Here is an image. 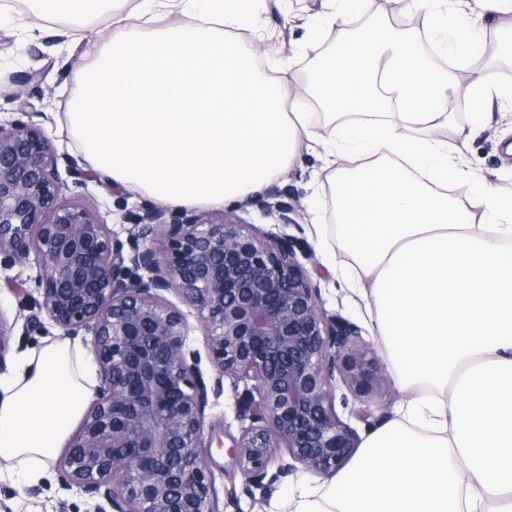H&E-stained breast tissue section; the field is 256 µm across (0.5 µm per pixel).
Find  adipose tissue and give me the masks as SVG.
<instances>
[{
	"mask_svg": "<svg viewBox=\"0 0 512 512\" xmlns=\"http://www.w3.org/2000/svg\"><path fill=\"white\" fill-rule=\"evenodd\" d=\"M262 2L30 0L45 21L92 5L109 17L112 39L74 76L67 128L114 184L221 207L262 192L301 146L322 147L331 192L312 213L331 211L340 251L371 281L367 305L409 399L302 512H512V194L438 137L461 80L481 106L499 97L486 69L460 62L487 23L512 30V0H427L456 65L431 66L417 36L379 25L318 60L304 85L262 31L239 39ZM176 9L182 22L167 23ZM96 373L75 340L24 352L0 375V462L41 480Z\"/></svg>",
	"mask_w": 512,
	"mask_h": 512,
	"instance_id": "obj_1",
	"label": "adipose tissue"
}]
</instances>
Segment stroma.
Wrapping results in <instances>:
<instances>
[{"mask_svg": "<svg viewBox=\"0 0 512 512\" xmlns=\"http://www.w3.org/2000/svg\"><path fill=\"white\" fill-rule=\"evenodd\" d=\"M323 0H266L265 7L254 23L270 34V43L278 57L288 61L296 82L305 83L315 56L331 50L335 40L349 30L366 24V17L351 18L348 24L332 30L328 39L311 40L310 25L323 12ZM33 17L27 0H13L11 10L0 18V72H25L30 68L43 71L41 81L10 86L9 97L0 98V120L18 118L37 124L58 151L82 157L84 150L69 134L65 122L68 102L76 71L87 67L91 59L88 45L107 42L110 32L105 16L92 14L80 23L59 17L42 22L38 32H31ZM80 29L81 39H73V29ZM473 96L468 86H460L448 99L452 106V122L441 132L449 150L458 152L463 163L477 169L502 191H512V156L506 152L512 145V106L494 107L485 116L473 114ZM82 186H68L67 196L76 198L95 211L120 242H127L128 230L144 208L155 205L154 197L114 184L107 175L86 169ZM328 173L319 152L301 149L296 161L279 174L263 192L243 203H228L219 208L178 207L180 217L200 216L210 221L229 218L238 221L247 232L285 234L297 243L296 257L310 273L313 284L320 290V305L330 314H338L362 329V345L375 356L384 382L369 392L350 397L348 407L338 408L343 421H351L353 408L367 405L395 417L403 395L389 378L390 367L382 340L366 311L360 284L344 278L339 265L345 264L344 254H337L336 268L324 263L323 250L335 246V225L325 221L321 228L311 223L310 201L314 194L327 188ZM40 274L36 258L25 264L0 267V311L12 327L7 368H14L20 352L42 345L45 337H57L56 328L44 334H28L25 316L20 313L13 293L21 285L33 296H40ZM254 387L247 380L225 383L224 393L210 399L205 411V428L225 445L239 437L247 427L239 404ZM212 448L209 470L214 483L220 512H298L307 498L323 496L329 478L305 471L280 481L262 484L247 483L234 465L226 449ZM97 501L77 487L68 486L57 465H50L45 477L35 484H24L9 472L0 473V512H96Z\"/></svg>", "mask_w": 512, "mask_h": 512, "instance_id": "1", "label": "stroma"}]
</instances>
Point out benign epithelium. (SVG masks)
<instances>
[{
	"label": "benign epithelium",
	"mask_w": 512,
	"mask_h": 512,
	"mask_svg": "<svg viewBox=\"0 0 512 512\" xmlns=\"http://www.w3.org/2000/svg\"><path fill=\"white\" fill-rule=\"evenodd\" d=\"M64 163L41 128L0 123V256L41 261L42 299L21 287L32 328L48 320L64 336L94 338L100 384L58 468L68 485L104 501L98 512H219L206 449L209 397L224 379L252 380L242 409L250 425L228 454L245 478L273 479L301 468L333 476L355 455L357 432L336 413L337 384L356 395L372 386L375 361L357 349L361 329L320 306L319 289L286 235L241 225L171 222L146 209L129 250L82 203L64 196ZM197 307L215 371L212 387L187 349V315L164 293ZM370 428L385 415L352 411Z\"/></svg>",
	"instance_id": "benign-epithelium-1"
}]
</instances>
